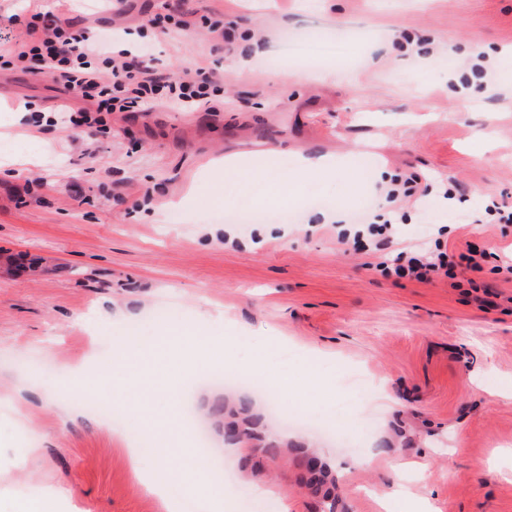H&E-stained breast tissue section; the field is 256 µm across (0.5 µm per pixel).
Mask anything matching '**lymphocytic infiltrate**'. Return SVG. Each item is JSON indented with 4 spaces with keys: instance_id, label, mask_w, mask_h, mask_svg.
<instances>
[{
    "instance_id": "1",
    "label": "lymphocytic infiltrate",
    "mask_w": 512,
    "mask_h": 512,
    "mask_svg": "<svg viewBox=\"0 0 512 512\" xmlns=\"http://www.w3.org/2000/svg\"><path fill=\"white\" fill-rule=\"evenodd\" d=\"M67 0H57L52 23H43L41 0H29L30 19L26 39L18 44L13 59L22 68L59 81L67 91L93 101L94 109L70 111L72 129L100 126L105 112L151 111L164 103L183 111L209 105L211 96L223 83L217 66L197 64L170 75L159 71L156 59L145 46H131L76 27L68 17ZM381 271L428 282L439 276H454L456 268L477 271L471 252L459 253L457 260L424 250L397 255L393 262H379Z\"/></svg>"
}]
</instances>
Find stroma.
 <instances>
[{"instance_id": "obj_1", "label": "stroma", "mask_w": 512, "mask_h": 512, "mask_svg": "<svg viewBox=\"0 0 512 512\" xmlns=\"http://www.w3.org/2000/svg\"><path fill=\"white\" fill-rule=\"evenodd\" d=\"M164 0H76L78 26L136 32ZM223 22L247 53L249 83L225 80L210 110L108 112L103 129L63 122L26 132V106L60 103L49 76L0 68V392L20 389L26 424L0 406V499L64 485L66 512H166L117 437L121 428L45 397L91 358L106 371L128 330L157 340L166 309L197 335L232 332L238 358L263 360L301 381L281 407L324 421L294 430L342 470L348 512H382L398 454L432 459L405 491L433 512H512V224L485 212L512 203V0H187ZM338 40L306 73L272 80L287 38ZM480 43L483 60L471 54ZM171 74L214 57L206 28L180 49L157 40ZM276 150L274 224L223 219L212 168ZM335 154L343 173H300L296 154ZM483 161H476V154ZM412 197L385 203L390 185ZM485 188L482 197L474 188ZM397 218L383 253L339 243L324 215L347 223L379 207ZM232 230L235 242L224 239ZM441 243L449 254L486 250L482 270L420 283L375 265ZM359 368L383 383L385 407L349 381ZM319 383L306 385L307 373ZM212 449L231 476L234 512H314L299 470L243 479L226 454L212 406L222 387L186 381Z\"/></svg>"}]
</instances>
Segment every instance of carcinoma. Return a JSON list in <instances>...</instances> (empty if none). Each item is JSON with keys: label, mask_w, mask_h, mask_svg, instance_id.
I'll return each mask as SVG.
<instances>
[{"label": "carcinoma", "mask_w": 512, "mask_h": 512, "mask_svg": "<svg viewBox=\"0 0 512 512\" xmlns=\"http://www.w3.org/2000/svg\"><path fill=\"white\" fill-rule=\"evenodd\" d=\"M216 417L223 419L224 431L233 434L229 445L245 452L241 470L255 472L286 457L302 470V483L316 501L318 512H344L345 507L337 491L336 473L327 463L311 462L315 452L302 442L284 443L265 432L263 416L252 410V403L240 400L234 405L225 400L215 407Z\"/></svg>", "instance_id": "obj_1"}]
</instances>
